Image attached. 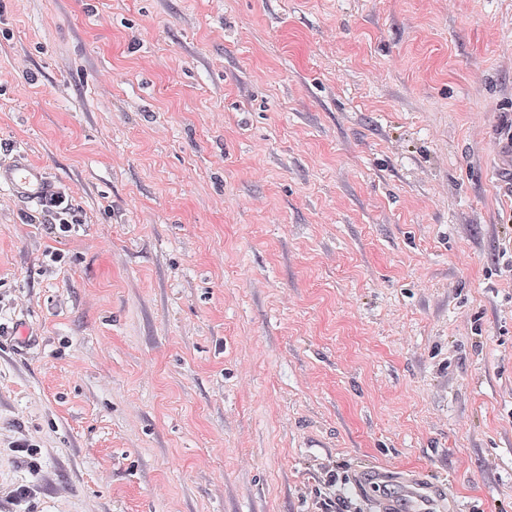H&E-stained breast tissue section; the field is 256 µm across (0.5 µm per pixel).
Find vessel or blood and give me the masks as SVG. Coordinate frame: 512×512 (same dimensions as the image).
Masks as SVG:
<instances>
[{"instance_id": "1", "label": "vessel or blood", "mask_w": 512, "mask_h": 512, "mask_svg": "<svg viewBox=\"0 0 512 512\" xmlns=\"http://www.w3.org/2000/svg\"><path fill=\"white\" fill-rule=\"evenodd\" d=\"M7 186L13 201L25 204L48 196L54 189L44 169L27 155L18 154L0 164V186ZM371 493L376 512H443L450 498L445 480L428 481L385 467L371 471L360 483Z\"/></svg>"}]
</instances>
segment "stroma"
<instances>
[{"mask_svg":"<svg viewBox=\"0 0 512 512\" xmlns=\"http://www.w3.org/2000/svg\"><path fill=\"white\" fill-rule=\"evenodd\" d=\"M511 142L512 0H0V512H512ZM10 189L12 200L20 203L36 202L54 189L44 169L27 155L18 154L7 164H0V186ZM71 191L60 190L53 197L45 199L41 206L42 216L49 218L54 229L59 226L60 231L68 232L70 224H78L80 219L72 210ZM58 224V225H57ZM394 483L398 485L396 491L390 487ZM359 485L360 490L372 491L370 498L377 512H441L447 500L448 510L455 508L450 486L443 479L431 482L419 475L385 467L371 471Z\"/></svg>","mask_w":512,"mask_h":512,"instance_id":"1","label":"stroma"}]
</instances>
